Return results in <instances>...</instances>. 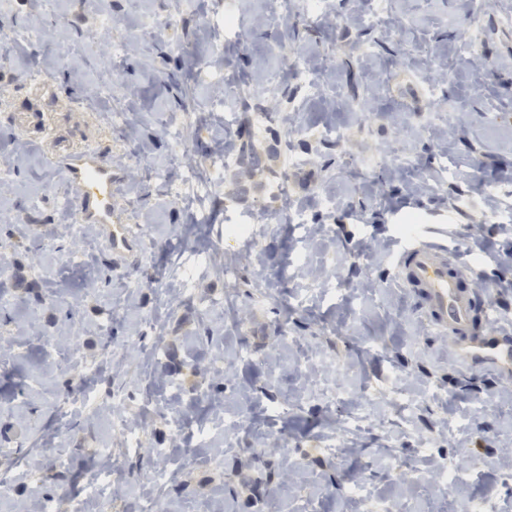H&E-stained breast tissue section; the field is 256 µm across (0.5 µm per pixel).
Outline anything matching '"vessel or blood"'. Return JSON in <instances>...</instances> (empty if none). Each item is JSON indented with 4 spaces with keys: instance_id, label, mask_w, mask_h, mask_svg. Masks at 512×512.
Returning <instances> with one entry per match:
<instances>
[{
    "instance_id": "1",
    "label": "vessel or blood",
    "mask_w": 512,
    "mask_h": 512,
    "mask_svg": "<svg viewBox=\"0 0 512 512\" xmlns=\"http://www.w3.org/2000/svg\"><path fill=\"white\" fill-rule=\"evenodd\" d=\"M64 172L77 202L79 222L99 228L103 246L114 255L130 252L134 239L126 225L116 221L119 202L111 168L100 165L94 150L78 149L69 154ZM401 251L405 260L398 278L410 292L423 295L430 322L448 332L453 360L488 365L511 377L512 337L472 329L477 307L465 286L468 266L454 259L441 240H406Z\"/></svg>"
}]
</instances>
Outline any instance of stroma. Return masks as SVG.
Masks as SVG:
<instances>
[{"label": "stroma", "instance_id": "35a3bbf8", "mask_svg": "<svg viewBox=\"0 0 512 512\" xmlns=\"http://www.w3.org/2000/svg\"><path fill=\"white\" fill-rule=\"evenodd\" d=\"M223 2L235 29L204 23L205 0L0 7V468L14 472L0 512L84 496L106 446L121 512H143L159 452L164 512H358L356 484L400 512H465L485 496L512 512V378L458 366L393 270L401 225L449 238L477 302L495 306L481 330H512V0H388L375 24L369 0H328L315 18L303 0ZM292 55L320 96L289 72ZM228 79L291 122L224 110ZM243 133L261 157L253 176L234 164L190 197L218 142ZM85 146L111 164L119 219L139 237L118 268L91 233L83 262L64 260L75 204L58 159ZM235 224L255 238L227 237ZM193 265L197 287L181 293ZM85 364L102 368V405L58 420ZM118 416L140 450L123 453ZM336 437L339 458L322 450ZM442 465L460 476L437 490L428 473Z\"/></svg>", "mask_w": 512, "mask_h": 512}]
</instances>
